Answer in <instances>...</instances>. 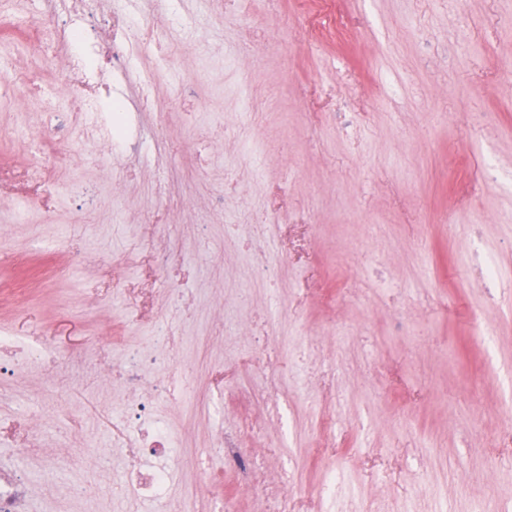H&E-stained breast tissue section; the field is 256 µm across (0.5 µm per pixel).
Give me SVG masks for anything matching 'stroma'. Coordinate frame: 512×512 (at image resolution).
I'll use <instances>...</instances> for the list:
<instances>
[{
	"mask_svg": "<svg viewBox=\"0 0 512 512\" xmlns=\"http://www.w3.org/2000/svg\"><path fill=\"white\" fill-rule=\"evenodd\" d=\"M128 5L170 33L140 61L168 79L125 101L132 140L163 125L181 147L113 162L65 153L68 60L28 54L34 0L0 9V80L37 69L43 97L0 95V333L80 357L0 374V420L34 428L0 445L30 512H512V0ZM150 347L193 398L158 392L159 365L129 393L126 354ZM132 395L176 440L162 505L124 449H92ZM228 437L258 484L223 467Z\"/></svg>",
	"mask_w": 512,
	"mask_h": 512,
	"instance_id": "stroma-1",
	"label": "stroma"
}]
</instances>
